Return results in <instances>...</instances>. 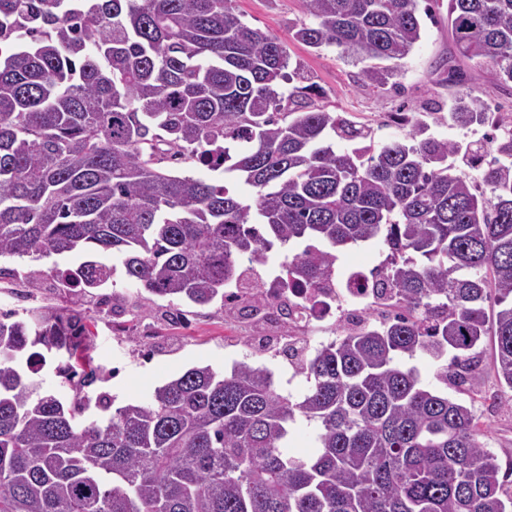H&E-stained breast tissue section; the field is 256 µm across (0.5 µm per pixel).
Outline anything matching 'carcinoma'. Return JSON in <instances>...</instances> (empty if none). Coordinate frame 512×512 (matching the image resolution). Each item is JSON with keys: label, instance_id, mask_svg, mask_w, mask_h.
Returning <instances> with one entry per match:
<instances>
[{"label": "carcinoma", "instance_id": "cac0c4a2", "mask_svg": "<svg viewBox=\"0 0 512 512\" xmlns=\"http://www.w3.org/2000/svg\"><path fill=\"white\" fill-rule=\"evenodd\" d=\"M231 2L0 0V257L115 249L151 295L202 306L236 283L258 312L276 298L254 266L275 247L306 242L282 287L318 288L338 251L378 242L387 257L364 278L393 311L303 356L299 399L265 368L206 365L88 423L37 375L57 349L95 377L92 317L1 314L0 512H512L473 411L405 365L468 361L490 334L512 391V118L489 116L476 77L512 82V0H448L474 69L448 66V122L491 135L440 139L404 115V138L378 149ZM301 2L311 22L292 38L369 62L375 87L420 39L419 0ZM55 273L85 292L112 276L94 260ZM300 417L315 425L306 460L288 453Z\"/></svg>", "mask_w": 512, "mask_h": 512}]
</instances>
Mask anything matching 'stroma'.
<instances>
[{
	"mask_svg": "<svg viewBox=\"0 0 512 512\" xmlns=\"http://www.w3.org/2000/svg\"><path fill=\"white\" fill-rule=\"evenodd\" d=\"M430 18L422 22L421 38L402 60L394 82L380 88L363 82L360 62L341 56L336 49L314 50L293 41L288 24L302 18L301 0H235L242 21L250 27L278 36L288 46L292 61L320 90L319 106L343 112L357 124L371 127L377 143L404 137L405 126L397 113L423 112L436 137L467 143L482 139L487 129H463L448 123L446 115L452 90L440 80L439 68L450 63L465 67L448 33V0H427ZM93 259L113 267L112 278L86 297L82 308L95 326L89 353L98 368L94 381L61 373L66 359L48 358L40 374L43 387L63 402L77 397L108 393L113 407L146 401L154 389L195 366L209 365L231 371L245 361L274 372V385L285 395L299 396L308 383L297 363L285 353L287 342L317 347L340 335L338 321H331L326 334H299L288 330L281 319L258 323L244 313L228 308L222 299L199 306L191 302L154 296L141 298L138 286L124 272L119 253L98 250ZM72 291L63 283L49 290L28 282L0 280V313L27 318L30 310L50 311L69 305ZM492 336L483 337L472 353L470 365L454 364L447 378L438 375L441 364L425 354L411 359L423 384L448 394L479 418L484 441L506 473L504 490L512 494V399L508 398L493 369ZM479 375L478 386L464 382L466 367Z\"/></svg>",
	"mask_w": 512,
	"mask_h": 512,
	"instance_id": "35a3bbf8",
	"label": "stroma"
}]
</instances>
